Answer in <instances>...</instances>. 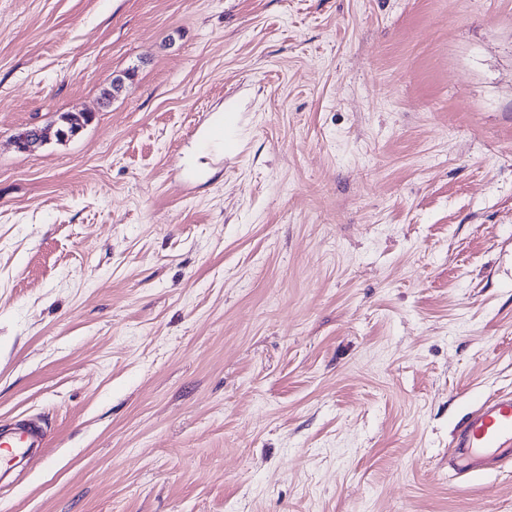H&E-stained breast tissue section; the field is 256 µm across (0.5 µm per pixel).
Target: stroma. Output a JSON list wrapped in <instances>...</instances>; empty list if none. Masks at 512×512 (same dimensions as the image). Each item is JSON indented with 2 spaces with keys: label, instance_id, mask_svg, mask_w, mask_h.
Here are the masks:
<instances>
[{
  "label": "stroma",
  "instance_id": "stroma-1",
  "mask_svg": "<svg viewBox=\"0 0 512 512\" xmlns=\"http://www.w3.org/2000/svg\"><path fill=\"white\" fill-rule=\"evenodd\" d=\"M494 391L512 0H0V512H512ZM48 139L42 127H34L18 132L13 137V144L18 152L29 154L42 147ZM451 466L456 475L494 471L512 461V391L494 392L453 432ZM1 479L7 467L21 461L32 448H47V441L35 422L17 424L10 432L0 430Z\"/></svg>",
  "mask_w": 512,
  "mask_h": 512
}]
</instances>
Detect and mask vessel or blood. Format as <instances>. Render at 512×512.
<instances>
[{"mask_svg":"<svg viewBox=\"0 0 512 512\" xmlns=\"http://www.w3.org/2000/svg\"><path fill=\"white\" fill-rule=\"evenodd\" d=\"M36 423L17 424L0 431V466L21 461L31 449L46 447ZM451 466L455 474L494 471L512 461V391L488 395L456 426Z\"/></svg>","mask_w":512,"mask_h":512,"instance_id":"1","label":"vessel or blood"}]
</instances>
